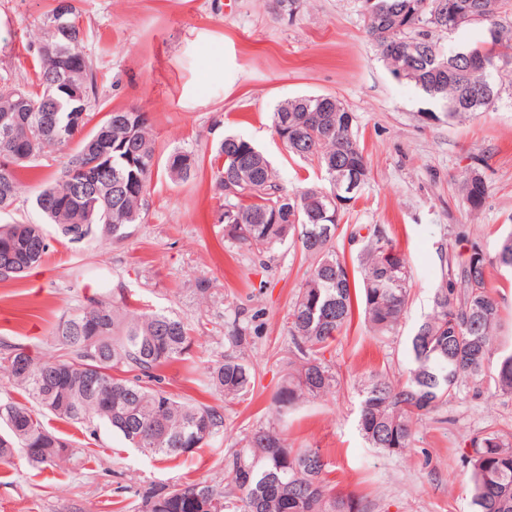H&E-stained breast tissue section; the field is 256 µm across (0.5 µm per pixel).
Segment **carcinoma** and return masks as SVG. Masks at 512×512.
Wrapping results in <instances>:
<instances>
[{"label":"carcinoma","instance_id":"1","mask_svg":"<svg viewBox=\"0 0 512 512\" xmlns=\"http://www.w3.org/2000/svg\"><path fill=\"white\" fill-rule=\"evenodd\" d=\"M424 1L429 7L422 10ZM79 0L66 8L54 5L46 15L45 33L35 46L41 60L37 80L26 89L0 77V112L12 107L17 94L26 101L12 137L0 136V213L17 199V166L34 161L46 150L76 143L65 156L59 175L35 196L37 209L70 242L101 233L120 242L130 236L147 207L148 185L159 168L149 118L144 112L105 113L86 134L71 128L80 107L83 125L92 119L96 98L95 75L82 49L85 33L79 23ZM444 0H374L364 9L366 31L391 74L442 104L448 119L485 112L499 98L496 76L501 66L512 68V0H472L477 19L461 24L480 26L494 35L467 46L486 52L487 69L459 51L440 44L447 28H438L434 5ZM65 47L53 61L42 53L45 44ZM395 44L415 46L411 55L395 56ZM80 66L79 100L52 86L55 73L66 65ZM131 117L132 126L121 122ZM275 131L288 151L324 170L329 188L308 187L288 193L251 142L227 136L218 147L213 190L220 208L233 207L239 224L224 225V238L248 251L264 253L286 242L312 260L308 277L288 310V323L297 361L288 381L273 394L280 410L332 392L340 379L322 359L330 342L347 328L354 307L378 336L396 332L408 303L410 274L404 254L379 228L367 237L359 259L362 295L353 292L346 261L336 251L339 223L328 222L332 186L340 178L357 175L368 182L370 168L360 147L355 116L329 95L298 96L277 105ZM99 156L111 161L98 186L75 195L85 164ZM199 169L188 151H174L164 170L175 180H188ZM487 194L482 175L465 182L464 198L479 210ZM52 237L43 225L0 226V267L8 259L24 258L16 278L49 254ZM512 274V233L494 256L473 250L458 267L447 264L434 293L430 314L410 336L411 367L402 380L382 371L371 372L360 389L358 427L370 447L388 454L411 447L415 426L452 403L465 389L475 395L486 387L512 396V350L497 346L503 317L498 299L488 287L489 269ZM57 338L68 353L54 361H40L26 349L5 346L0 357L9 378L27 403H0V460L21 454L34 467L61 459L79 458L84 449L58 437L41 419L54 417L88 428L104 425L126 445L147 457H178L209 446L224 430V415L200 403L177 399L146 384L161 365L184 356L191 344L190 328L166 311L125 313L112 302L92 299L60 319ZM135 371L132 379L114 375ZM98 375L112 394H92L85 378ZM208 385L230 399H245L254 386L250 367L242 359L226 357L208 371ZM469 476L471 512H512V439L482 431L468 439L463 452ZM328 463L317 448H292L282 432L260 427L244 438L225 465L228 483L197 482L168 491H151L140 512H364L353 494L336 492L327 479Z\"/></svg>","mask_w":512,"mask_h":512}]
</instances>
